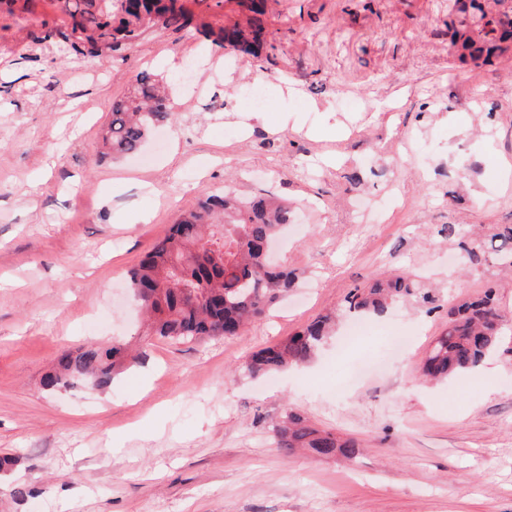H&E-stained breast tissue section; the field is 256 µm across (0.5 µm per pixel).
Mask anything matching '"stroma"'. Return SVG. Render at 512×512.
Segmentation results:
<instances>
[{
    "label": "stroma",
    "mask_w": 512,
    "mask_h": 512,
    "mask_svg": "<svg viewBox=\"0 0 512 512\" xmlns=\"http://www.w3.org/2000/svg\"><path fill=\"white\" fill-rule=\"evenodd\" d=\"M452 4L270 0L276 48L258 61L159 25L125 50L63 55L34 41L69 31L60 0H0V456L17 460L0 512H512V352L420 375L449 306L486 288L512 334L492 239L512 224V49L462 62ZM136 69L170 77L173 115L115 159L101 132ZM256 81L257 120L241 93ZM227 186L290 202L276 256L296 287L238 336H139L129 271ZM448 224L480 229L481 264H460ZM396 270L433 306L398 300L343 344L348 292ZM334 309L308 365L274 385L238 373ZM116 339L145 356L111 388H43L64 350ZM290 410L358 455L284 456L271 426Z\"/></svg>",
    "instance_id": "obj_1"
}]
</instances>
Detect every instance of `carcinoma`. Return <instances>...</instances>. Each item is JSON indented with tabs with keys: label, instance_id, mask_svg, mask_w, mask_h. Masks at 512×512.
<instances>
[{
	"label": "carcinoma",
	"instance_id": "cac0c4a2",
	"mask_svg": "<svg viewBox=\"0 0 512 512\" xmlns=\"http://www.w3.org/2000/svg\"><path fill=\"white\" fill-rule=\"evenodd\" d=\"M73 20L68 49L117 51L132 45L147 27L162 23L183 29L189 24L183 0H59ZM458 14L456 35L462 56L490 61L512 43V26L488 15L482 5L454 0ZM244 25L226 26L220 42L256 59L275 48V38L264 26L263 6L252 2ZM129 92L112 104L111 119L103 132L104 147L112 156L137 152L152 130L170 117L163 81L143 69L128 76ZM291 208L284 200L262 196L252 200L228 189L211 194L183 214L168 235L129 272V288L150 317L148 335L171 343L188 344L208 336H235L280 294L294 286L295 272L272 263L261 244L273 241L290 223ZM419 294L422 303L433 302L428 292H417L411 280L397 275L385 283L355 288L345 298V310L355 315L383 312L387 305L407 295ZM448 329L439 336L422 362V372L446 380L477 368L504 344L503 316L487 290L449 313ZM331 317L320 316L302 331L280 343L253 353L239 366L250 378L267 377L290 366L304 365L330 333ZM128 348L121 343L87 345L62 353L54 371L43 377L47 390L91 379L99 389L112 385L124 367ZM278 448L290 455L306 448L318 456L355 457L358 445L329 430L314 428L295 411L272 428Z\"/></svg>",
	"mask_w": 512,
	"mask_h": 512
}]
</instances>
